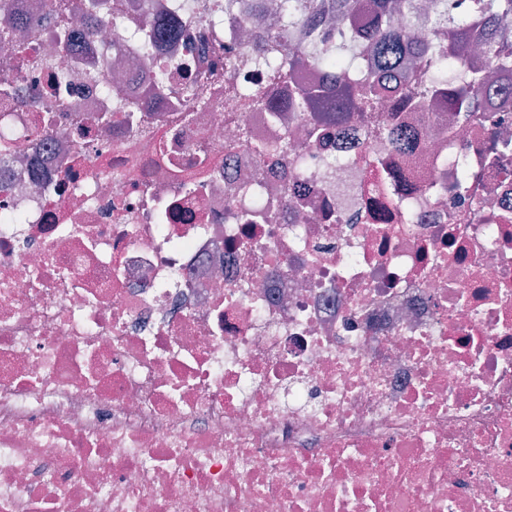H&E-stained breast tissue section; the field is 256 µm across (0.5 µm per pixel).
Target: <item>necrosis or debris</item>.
<instances>
[{
	"instance_id": "necrosis-or-debris-1",
	"label": "necrosis or debris",
	"mask_w": 512,
	"mask_h": 512,
	"mask_svg": "<svg viewBox=\"0 0 512 512\" xmlns=\"http://www.w3.org/2000/svg\"><path fill=\"white\" fill-rule=\"evenodd\" d=\"M19 2L42 19L0 87V512H512L494 130L393 86L407 158L357 117L311 142L275 126L273 72H225L224 0H105L121 34L69 14L71 51L52 0ZM157 18L178 33L146 56ZM164 67L210 106L156 98ZM180 94L185 101L197 108L205 109L209 105L210 98L207 95L205 83L197 78L187 79L180 88Z\"/></svg>"
}]
</instances>
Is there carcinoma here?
<instances>
[{
  "instance_id": "cac0c4a2",
  "label": "carcinoma",
  "mask_w": 512,
  "mask_h": 512,
  "mask_svg": "<svg viewBox=\"0 0 512 512\" xmlns=\"http://www.w3.org/2000/svg\"><path fill=\"white\" fill-rule=\"evenodd\" d=\"M433 2L431 38L424 42L419 69H425L424 62L429 60L435 63V72L424 81L407 75L400 87L402 94L420 108L434 98L448 99V111L461 127L484 121L498 125V117L480 115V96L512 95L496 81L498 73L512 70V0ZM0 9V49L20 53L24 50L21 32L34 17L11 12L2 4ZM250 9L279 14L278 28L254 36L250 62L260 66L267 61L270 47L288 44V58L279 63L276 73L294 88L288 110L302 120L306 113L313 114L311 139L322 136L325 127L348 121L357 113L371 123V133L386 137L400 152L410 150L411 136L397 123H376L374 113L379 111L383 88L376 77L362 73V66L368 58L386 67L407 58L412 43L418 41L411 0H274L270 4L254 0ZM361 15L370 17L367 31L354 24ZM173 32L170 21L158 19L151 30L141 32V38L149 49V40ZM308 67L336 74L349 71L351 76L329 87L307 85L300 80V73ZM180 94L197 108L209 105L205 83L197 78L186 80Z\"/></svg>"
}]
</instances>
